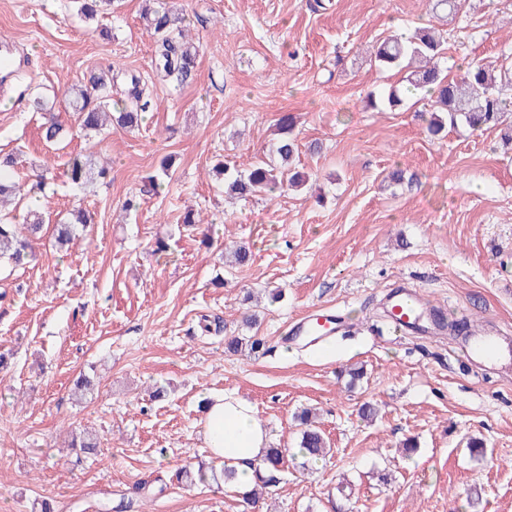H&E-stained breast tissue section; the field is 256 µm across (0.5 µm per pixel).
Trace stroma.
<instances>
[{"label": "stroma", "instance_id": "stroma-1", "mask_svg": "<svg viewBox=\"0 0 512 512\" xmlns=\"http://www.w3.org/2000/svg\"><path fill=\"white\" fill-rule=\"evenodd\" d=\"M70 3L0 0V40L28 59L27 81L0 94V151L19 155L24 184L50 164L44 211L79 205L95 218L67 250L46 236L24 269L0 266V512H40L45 500L55 512H243L199 431V402L222 393L254 404L271 446L297 448L305 407L330 441L323 461L286 458L271 512H512V356L467 357L455 332L399 333L387 317L403 284L448 322L512 339V146L462 123L431 138L425 99L404 112L366 105L402 80L375 67L371 45L422 24L444 36L448 69L512 64V0H467L455 16L435 0H332L326 11L314 0H177L204 43L180 89L153 75L141 0L87 23ZM111 61L152 79L156 109L133 132L46 143L30 97ZM283 113L296 121L304 185L226 197L213 166L263 157ZM78 152L110 158V182L75 190L66 162ZM151 175L160 187L142 194ZM188 208L207 232L177 223ZM231 241L250 246L248 265H226ZM317 308L336 309L344 332L319 350L284 336ZM203 316L217 331H201ZM234 337L263 347L228 352ZM83 371L96 383L84 395ZM82 430L97 454L70 447ZM473 438L484 456H470ZM201 467L210 480L176 478Z\"/></svg>", "mask_w": 512, "mask_h": 512}]
</instances>
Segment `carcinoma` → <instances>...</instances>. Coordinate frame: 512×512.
I'll list each match as a JSON object with an SVG mask.
<instances>
[{"instance_id":"cac0c4a2","label":"carcinoma","mask_w":512,"mask_h":512,"mask_svg":"<svg viewBox=\"0 0 512 512\" xmlns=\"http://www.w3.org/2000/svg\"><path fill=\"white\" fill-rule=\"evenodd\" d=\"M77 17L89 21L102 13L114 12L117 0H76ZM141 16L155 44L152 64L176 87L193 83L197 76L198 60L203 44L189 37L186 17L174 0H144ZM441 35L432 27L417 28L409 37L391 36L374 50V61L383 68H411L406 84L391 85L379 94H368V105L383 104L391 110L401 108L417 93L434 99L435 108L427 120V130L440 135L446 126L466 123L473 129L490 128L499 123L501 115L512 109V77L495 76L486 67L471 60L460 67V74L452 77L440 67ZM66 112L71 126L86 138L105 130L113 120L125 129L139 126L143 113L154 107L147 82L135 70L110 65L93 68L83 80L64 93ZM34 111L43 115L41 134L48 142L66 132L55 103L38 96L33 100ZM280 137L271 143L268 160L248 169L221 164L216 172L223 176L225 191L241 199L261 193L285 192L303 184V175L292 169L297 152V137L293 135L294 119L284 114L278 120ZM17 159L11 154H0V203L9 197L23 199L25 186L12 179L11 171ZM112 166L106 160L92 162L91 157L77 153L67 161L66 174L72 185L83 187L93 182L105 183ZM47 218L37 206H30L19 222L16 217L0 213V264L22 267L33 257V241ZM92 217L86 210H71L70 218L54 224L55 246L62 250L76 236L78 229H86ZM301 426L299 453L309 461L326 455L325 433L313 424L309 411L295 415ZM289 449L271 448L257 464L258 480L255 488L240 493L247 505L255 504L259 490L275 483L274 472L287 457Z\"/></svg>"}]
</instances>
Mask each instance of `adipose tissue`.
I'll return each mask as SVG.
<instances>
[{
    "label": "adipose tissue",
    "instance_id": "ef3b65f1",
    "mask_svg": "<svg viewBox=\"0 0 512 512\" xmlns=\"http://www.w3.org/2000/svg\"><path fill=\"white\" fill-rule=\"evenodd\" d=\"M198 425L212 459L234 465L238 487H251L256 481L253 464L270 442L269 430L257 418L254 406L238 397H211Z\"/></svg>",
    "mask_w": 512,
    "mask_h": 512
}]
</instances>
